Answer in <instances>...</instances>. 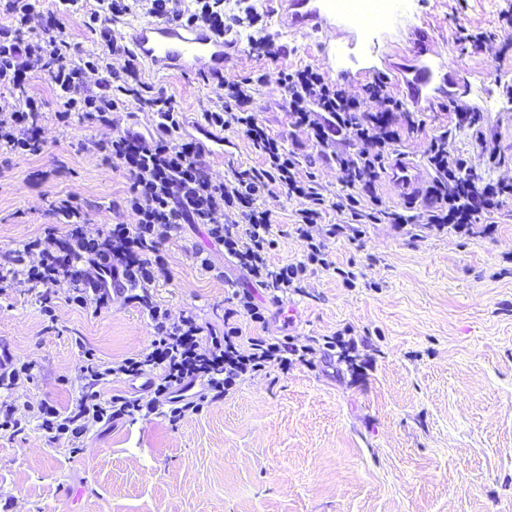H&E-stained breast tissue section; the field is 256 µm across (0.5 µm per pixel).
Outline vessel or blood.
<instances>
[{
	"label": "vessel or blood",
	"mask_w": 512,
	"mask_h": 512,
	"mask_svg": "<svg viewBox=\"0 0 512 512\" xmlns=\"http://www.w3.org/2000/svg\"><path fill=\"white\" fill-rule=\"evenodd\" d=\"M278 26L292 34L332 32L336 41L326 47L330 71L337 76L356 73L398 89L408 109L427 111L442 94L464 99L477 96L483 107L493 101L483 73L451 72L434 37L416 23L412 0H280ZM389 28L403 30L414 62L407 68L372 66L378 36ZM128 44L154 71H177L200 78L224 71V36L206 27L179 29L162 21L130 26ZM388 179L408 205L423 196L425 171L421 164L400 155L388 165Z\"/></svg>",
	"instance_id": "vessel-or-blood-1"
}]
</instances>
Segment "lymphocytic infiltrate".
Listing matches in <instances>:
<instances>
[{
	"instance_id": "f902f5d3",
	"label": "lymphocytic infiltrate",
	"mask_w": 512,
	"mask_h": 512,
	"mask_svg": "<svg viewBox=\"0 0 512 512\" xmlns=\"http://www.w3.org/2000/svg\"><path fill=\"white\" fill-rule=\"evenodd\" d=\"M169 2L98 0L89 12L88 27L98 33L103 49L83 55L61 37L57 26H31L34 0H0L5 20L0 26V145L22 155L36 150L41 105L27 93L26 79L40 70L59 93L60 122L75 117L89 126L112 127L110 141H91L87 148L103 153L131 180L123 200L126 222L94 238L82 230V204L72 197L59 199L53 210L63 231H46L0 258V296L26 282L67 291L71 304L96 315L113 296L121 295L140 304L154 330L141 351L117 360L101 359L82 339H75L83 395L68 411L47 403L36 411L51 446L75 442L91 427L111 420L160 414L175 423L224 401L245 381L311 362L319 353L337 350L349 355L354 340L338 335L304 342L291 336L249 335L250 326L265 321L254 288L281 301L289 290L300 288L312 265L352 283L353 271L337 265L326 239H355L363 235L365 225L386 219L400 228L414 225L429 233L469 234L474 224L512 196V183L475 177L443 132L431 137L428 151L435 172L430 190L435 207L410 216L387 211L372 194L385 170L383 161L404 133L424 128L425 120L405 113L402 102L376 84L371 93L380 108L364 111L360 100L310 67L286 75L288 124L306 132L321 154L334 161L346 178L344 192L330 198L315 180L298 179L295 151L272 137L254 113L220 107L205 112L208 128L243 131L261 163L224 182H212L201 143L183 133L182 112L141 80L139 57L113 30L114 24L140 15L178 28H224V0H198V8L188 12L169 10ZM114 55L125 56L123 70L113 69ZM144 109L153 114L147 129L134 120L135 111ZM280 191L300 203L294 232L303 247L302 260L285 265L270 260L274 220L258 206L261 197ZM330 209L341 216V223L323 224ZM198 224L206 225L210 241L234 259L250 282L248 288L233 292L220 336L207 334L195 310L171 316L150 291L165 265L163 243ZM115 381L140 382L141 391L102 396L101 387Z\"/></svg>"
}]
</instances>
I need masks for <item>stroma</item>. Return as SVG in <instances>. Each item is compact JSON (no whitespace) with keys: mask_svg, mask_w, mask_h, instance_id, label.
Segmentation results:
<instances>
[{"mask_svg":"<svg viewBox=\"0 0 512 512\" xmlns=\"http://www.w3.org/2000/svg\"><path fill=\"white\" fill-rule=\"evenodd\" d=\"M84 8L60 10L38 0L33 27L57 14L61 36L84 54L100 44ZM279 0H224L222 77L201 81L142 67L141 78L184 114L185 131L223 104L227 88L250 83L254 112L299 158V179L340 192L332 161L288 125L283 74L305 66L324 71L318 36H289L274 16ZM419 20L449 42V70L512 73V0H416ZM484 32L485 48L467 36ZM26 89L40 97L38 151L0 147V254L53 227L52 203L83 200L87 235L125 221L120 203L130 181L104 155L86 150L111 128L62 124L46 72H31ZM494 159L477 150L470 131L452 142L474 174L512 183V112H484ZM424 130L394 148L426 161L434 133L451 128L447 98L425 112ZM243 132H224L223 160H209L214 182L259 165ZM276 222L270 260L303 258L292 224L296 199L280 192L260 199ZM486 232L429 234L370 224L361 238L328 247L355 275L348 286L312 267L300 292L267 307L255 336L298 340L350 331L365 368L353 371L337 354L296 364L242 384L226 401L178 424L154 417L96 427L75 444L46 445L38 426L0 435V512H512V198ZM166 272L152 288L172 314L192 308L219 330L233 288L247 280L201 229L164 247ZM51 304L53 316L43 312ZM153 329L138 303L115 297L92 316L22 286L0 297V349L33 367V379L0 403H49L67 409L82 394L75 338L103 359L135 354Z\"/></svg>","mask_w":512,"mask_h":512,"instance_id":"35a3bbf8","label":"stroma"}]
</instances>
